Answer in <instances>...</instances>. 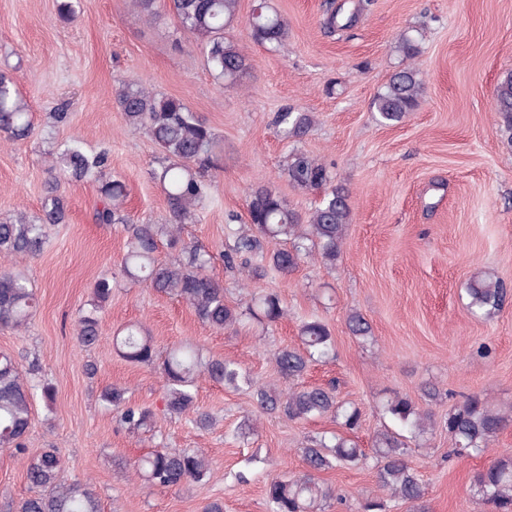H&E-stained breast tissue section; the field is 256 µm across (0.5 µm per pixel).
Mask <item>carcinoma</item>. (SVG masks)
Listing matches in <instances>:
<instances>
[{
	"label": "carcinoma",
	"instance_id": "cac0c4a2",
	"mask_svg": "<svg viewBox=\"0 0 512 512\" xmlns=\"http://www.w3.org/2000/svg\"><path fill=\"white\" fill-rule=\"evenodd\" d=\"M165 6L177 17L181 28L191 34L204 61L218 81L237 87L249 73L250 65L241 54L229 30L239 15L240 0H167ZM252 40L264 47L277 49L288 39V22L261 0L248 21ZM423 86L413 67H405L391 75L373 100L378 120L396 125L419 106ZM115 102L123 112L127 125L143 131L163 153L160 167L153 176L163 186L169 211L165 225L171 244L177 245L181 225L192 219L196 208L207 198L205 168L217 167L223 142L207 122L183 101L156 94L147 88L121 83L115 89ZM494 112L501 125L512 134V74L497 85ZM289 136L304 133L311 124L308 115L288 109L277 116ZM33 128L30 106L10 75L0 72V137L6 140L27 138ZM103 154L88 155L76 143L55 153L49 172L59 171L75 182H96L106 167ZM289 182L305 189L328 187L309 219L288 207L280 195L267 185L251 189L247 202L248 223L255 233L238 237L231 251L224 254L225 264L238 268L245 279L264 276V267L251 266L250 256L259 253L261 240L293 241V248L274 251L268 265L281 272L294 270L302 257L317 253L334 263L340 254L351 211L348 191L331 184L325 164L304 152L294 153L287 165ZM101 202L94 211L98 224H122L127 233L123 272L131 281L158 293L184 301L205 324L217 331L240 324L242 313L224 301L223 285L206 272L208 259L195 249L184 247L181 255L161 261L156 258L157 234L153 224H136L124 210L126 186L119 179L101 183ZM67 206L57 194L55 181L46 183L43 217L32 221L23 213L0 220V259L17 254L37 255L44 244L47 226L64 224ZM466 292L474 311L493 315L504 306L509 291L494 275L484 272L474 276ZM112 293L109 281H100L94 289L91 307L82 312L76 324V339L90 345L102 335L99 312ZM36 308V297L27 278L7 268L0 269V325L14 329L25 327ZM254 318L275 323L285 310L274 293L253 297L248 306ZM346 326L357 338L371 334V326L363 314L351 310ZM300 344L273 354L278 373L287 383L283 389L269 388L244 374L232 359L202 361L199 352L187 344L170 347L163 358L153 339L138 324H130L114 334L112 344L125 360L145 366L158 365L163 379L166 410L185 416L197 427L210 424V416L195 405L196 383L202 376L235 389L244 385L263 413L282 412L291 420L307 421L330 417L339 427L313 438L303 449L306 468L287 479L273 478L266 485L268 512H326L331 500L343 497L319 474L334 468L357 466L367 461L365 451L347 433L361 426L362 412L356 406L336 399V383L303 386V377L312 362H326L335 357V342L329 327L319 319H310L299 327ZM40 389L50 401L54 389L48 384L38 387L27 380L19 363L8 353H0V448L25 456L23 440L31 423L30 400L33 390ZM126 390L112 386L102 394L103 400L119 413L120 421L132 430L151 427L154 414L148 408L130 405ZM389 423L372 436L378 493L358 500V512H391L400 502L416 503L424 499L426 486L409 461V442L421 438L436 425L448 432L453 448L448 455L480 456L490 451L498 435L512 425V414L494 408L484 397L474 393L435 420L406 397L396 396L383 406ZM134 475L149 488H169L188 482L205 483L212 470L206 458L195 451L155 449L133 464ZM30 483L39 492L22 501L18 512H100L96 495L89 484L71 480L65 474L63 460L54 448L45 449L26 464ZM475 512H512V453L495 455L471 481Z\"/></svg>",
	"mask_w": 512,
	"mask_h": 512
}]
</instances>
